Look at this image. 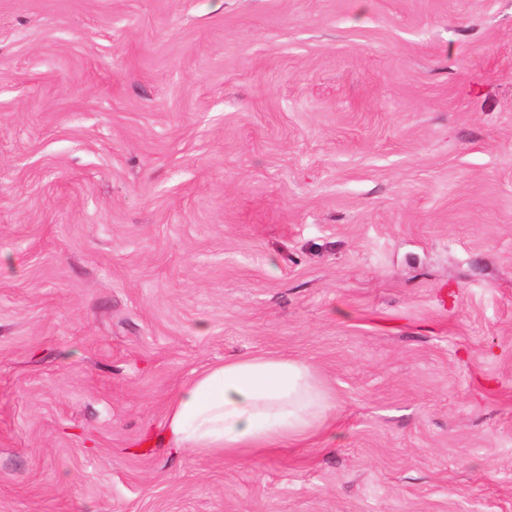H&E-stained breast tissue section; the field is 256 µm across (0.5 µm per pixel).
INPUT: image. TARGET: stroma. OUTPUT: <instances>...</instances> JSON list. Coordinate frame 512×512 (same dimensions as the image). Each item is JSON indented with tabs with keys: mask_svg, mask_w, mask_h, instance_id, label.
Here are the masks:
<instances>
[{
	"mask_svg": "<svg viewBox=\"0 0 512 512\" xmlns=\"http://www.w3.org/2000/svg\"><path fill=\"white\" fill-rule=\"evenodd\" d=\"M254 355L320 429L147 444ZM0 512H512V0H0Z\"/></svg>",
	"mask_w": 512,
	"mask_h": 512,
	"instance_id": "1",
	"label": "stroma"
}]
</instances>
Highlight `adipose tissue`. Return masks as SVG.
Masks as SVG:
<instances>
[{"mask_svg":"<svg viewBox=\"0 0 512 512\" xmlns=\"http://www.w3.org/2000/svg\"><path fill=\"white\" fill-rule=\"evenodd\" d=\"M330 410L304 360L239 357L209 366L171 397L159 439L199 455L278 448L325 422Z\"/></svg>","mask_w":512,"mask_h":512,"instance_id":"1","label":"adipose tissue"}]
</instances>
